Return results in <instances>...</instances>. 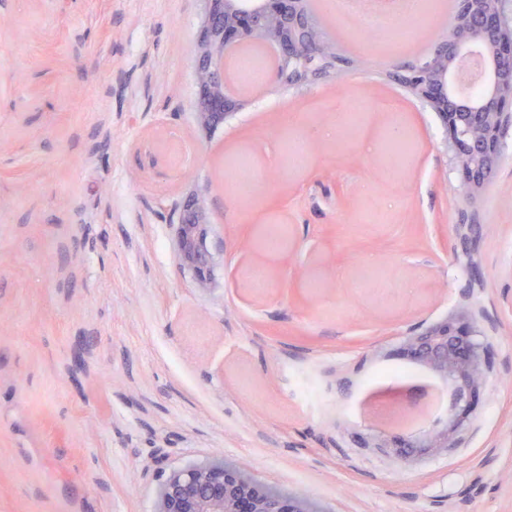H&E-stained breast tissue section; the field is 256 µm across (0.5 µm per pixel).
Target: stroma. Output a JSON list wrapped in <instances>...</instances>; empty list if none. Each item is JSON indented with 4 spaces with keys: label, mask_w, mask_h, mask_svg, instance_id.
I'll return each mask as SVG.
<instances>
[{
    "label": "stroma",
    "mask_w": 512,
    "mask_h": 512,
    "mask_svg": "<svg viewBox=\"0 0 512 512\" xmlns=\"http://www.w3.org/2000/svg\"><path fill=\"white\" fill-rule=\"evenodd\" d=\"M200 0H0V512H152L161 470L222 452L324 512H512V128L469 201L435 114L386 80L427 58L358 54L341 75L263 94L206 133L194 120ZM347 99L361 131L325 130ZM397 103L417 139L392 174L377 153ZM307 139L278 173L283 132ZM250 150L255 193L223 180ZM206 194L210 291L174 258L182 198ZM288 230L277 251L263 228ZM389 273L369 288L368 267ZM264 268L268 286L246 288ZM455 317L493 351L448 453L404 466L360 446L447 423L396 353L401 333ZM314 380L319 404L295 394Z\"/></svg>",
    "instance_id": "stroma-1"
}]
</instances>
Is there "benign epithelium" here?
Returning <instances> with one entry per match:
<instances>
[{
    "label": "benign epithelium",
    "instance_id": "7a95c632",
    "mask_svg": "<svg viewBox=\"0 0 512 512\" xmlns=\"http://www.w3.org/2000/svg\"><path fill=\"white\" fill-rule=\"evenodd\" d=\"M506 0H455L453 29L438 38L432 56L404 70L399 86L407 96L428 106L440 119L445 146L465 198H478L502 162L501 137L512 125V18ZM202 20L194 47L198 87L195 120L212 131L244 106L246 99L227 89L224 55L244 43L276 47L269 77L299 86L301 74L321 75L336 67V43L327 39L309 8V0H258L250 12L238 0H201ZM483 81L471 102L455 80ZM209 202L199 192L180 203L175 259L190 272L194 288H212L215 259L208 246ZM401 355L428 367L453 387L448 424H430L413 443L384 434L372 438L375 448L396 454L405 465L422 454L452 447L455 432L479 401L487 381L491 352L469 321L446 319L421 332L401 337ZM153 512H325L301 490L282 491L254 471L230 464L217 454L209 461L161 472Z\"/></svg>",
    "mask_w": 512,
    "mask_h": 512
}]
</instances>
